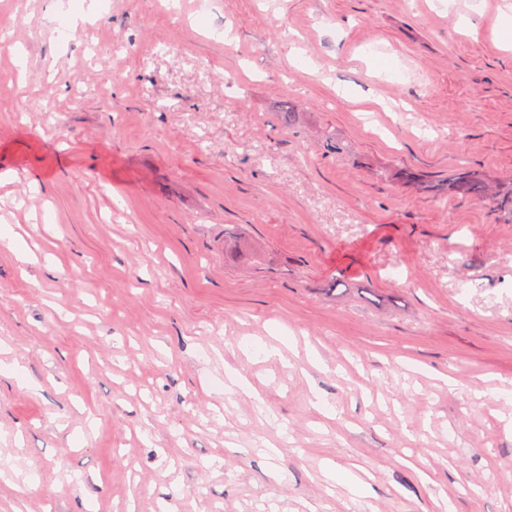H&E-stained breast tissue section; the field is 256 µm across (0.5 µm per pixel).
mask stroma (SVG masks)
Instances as JSON below:
<instances>
[{
    "instance_id": "stroma-1",
    "label": "stroma",
    "mask_w": 512,
    "mask_h": 512,
    "mask_svg": "<svg viewBox=\"0 0 512 512\" xmlns=\"http://www.w3.org/2000/svg\"><path fill=\"white\" fill-rule=\"evenodd\" d=\"M493 24L0 0V512H512V223L448 191L512 182Z\"/></svg>"
}]
</instances>
